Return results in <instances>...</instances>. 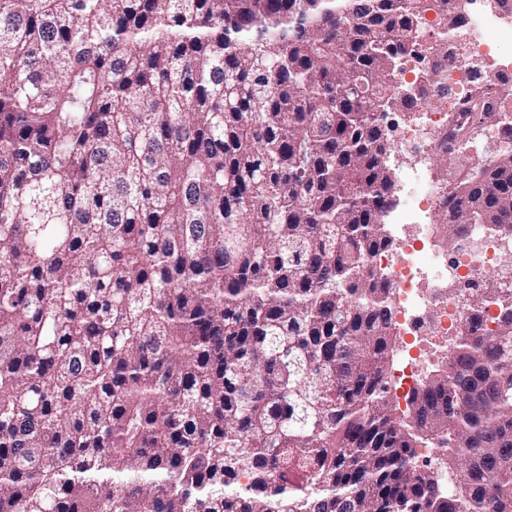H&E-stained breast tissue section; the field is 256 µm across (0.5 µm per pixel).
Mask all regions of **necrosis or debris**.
Masks as SVG:
<instances>
[{"instance_id": "obj_1", "label": "necrosis or debris", "mask_w": 512, "mask_h": 512, "mask_svg": "<svg viewBox=\"0 0 512 512\" xmlns=\"http://www.w3.org/2000/svg\"><path fill=\"white\" fill-rule=\"evenodd\" d=\"M457 14L460 23L455 32L443 20L440 0H431L430 10L423 15L419 46L414 55L408 56L394 86L424 87L429 104L393 138L394 153L412 155L420 143L438 144L448 131L449 113H462L474 93H482L497 104L507 98L504 80L512 78V53L503 54L501 47L512 43V23L505 15L478 9L475 0H466ZM460 34L466 39L465 53L446 65L443 73H436L437 58L429 54V44L452 42ZM479 64L486 71L480 86L474 76ZM458 183L456 174L437 178L425 163L408 165L399 185V204L387 213L397 250L373 258L390 283L394 322L403 338L400 362L389 377L399 397L418 385L425 372L450 357L468 314L467 306L454 291L455 285L468 281L480 287L500 273L504 247L483 225L470 229L478 248L461 250L447 263L440 253L443 243L435 228L418 221L421 213L441 207Z\"/></svg>"}]
</instances>
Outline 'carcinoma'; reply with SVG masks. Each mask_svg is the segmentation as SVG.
<instances>
[{
  "mask_svg": "<svg viewBox=\"0 0 512 512\" xmlns=\"http://www.w3.org/2000/svg\"><path fill=\"white\" fill-rule=\"evenodd\" d=\"M423 0H0V512H512V317L388 387ZM468 126L483 127L482 98ZM436 227L512 230V151ZM418 448H448L455 495Z\"/></svg>",
  "mask_w": 512,
  "mask_h": 512,
  "instance_id": "cac0c4a2",
  "label": "carcinoma"
}]
</instances>
